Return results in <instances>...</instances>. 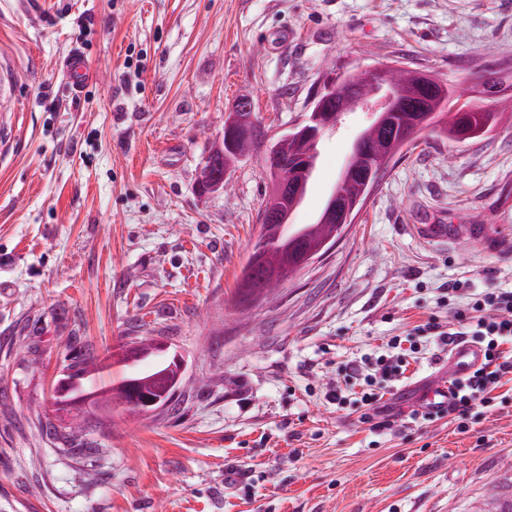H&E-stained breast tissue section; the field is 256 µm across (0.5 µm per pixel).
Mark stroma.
Wrapping results in <instances>:
<instances>
[{
    "label": "stroma",
    "mask_w": 512,
    "mask_h": 512,
    "mask_svg": "<svg viewBox=\"0 0 512 512\" xmlns=\"http://www.w3.org/2000/svg\"><path fill=\"white\" fill-rule=\"evenodd\" d=\"M74 48L94 74L78 96ZM393 61L498 123L464 145L419 133L346 236L241 315L260 160L198 188L228 111L249 97L273 137L326 74ZM487 63L512 72V0H0V512H498L512 381L464 419L406 407L448 377L412 328L512 290V89L480 93ZM368 119L323 140L292 223L316 221ZM145 336L185 361L175 401L65 450L47 423L73 354ZM395 337L418 357L382 381L374 430L344 371ZM63 74L72 89L76 92L86 82V62L84 56L78 51H71L63 60Z\"/></svg>",
    "instance_id": "obj_1"
}]
</instances>
